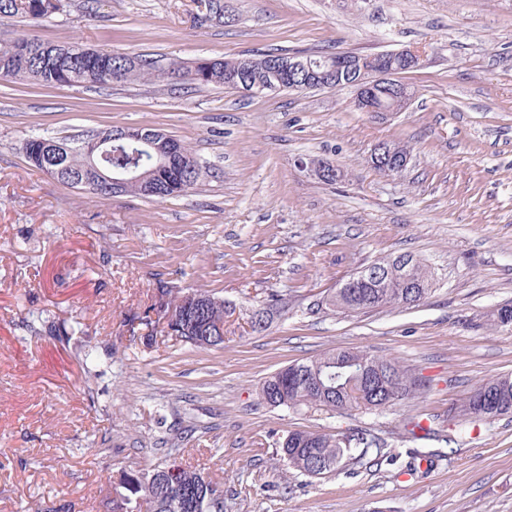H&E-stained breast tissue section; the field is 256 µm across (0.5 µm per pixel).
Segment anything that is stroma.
I'll use <instances>...</instances> for the list:
<instances>
[{
    "mask_svg": "<svg viewBox=\"0 0 512 512\" xmlns=\"http://www.w3.org/2000/svg\"><path fill=\"white\" fill-rule=\"evenodd\" d=\"M219 3L214 14L208 0H60L34 27L0 22V41L27 29L163 64L417 47L423 62L403 76L416 97L381 114L356 110L350 87L0 79V512H105L111 477L174 458L223 482L224 512H512V413L468 435L453 419L473 387L512 373V330L487 323L512 304V0ZM111 127L188 144L196 188L104 199L25 156L28 139ZM381 141L407 147L400 176L372 168ZM311 158L343 178L312 176ZM404 253L435 275L422 302L330 305L342 279ZM161 282L224 298L223 346L131 334ZM266 305L267 329L252 331ZM336 348L397 360L426 387L347 413L260 402L264 377ZM412 419L432 434H406ZM296 429L376 445L310 477L276 454Z\"/></svg>",
    "mask_w": 512,
    "mask_h": 512,
    "instance_id": "stroma-1",
    "label": "stroma"
}]
</instances>
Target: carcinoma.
I'll list each match as a JSON object with an SVG mask.
<instances>
[{
    "mask_svg": "<svg viewBox=\"0 0 512 512\" xmlns=\"http://www.w3.org/2000/svg\"><path fill=\"white\" fill-rule=\"evenodd\" d=\"M59 0H0V21L21 18L35 25L58 9ZM15 41L28 43L27 53L12 55L11 43H0V58L8 69L6 77L34 81L42 86H94L112 83L119 74L121 83L161 82L176 74L189 77L199 85L234 86V77L244 65L250 69L254 84L270 79V63L278 56L260 53L247 58L199 59L187 65H157L150 58H132L103 50L47 44L29 33H21ZM50 141L67 147L60 156V172L56 179L101 198L112 197V191L79 183L89 165L81 146L66 138ZM43 139L27 140L24 150L28 162L44 170ZM169 170L156 168L159 149L152 144L131 139L111 143L108 152L95 158L106 170L126 173L134 170L143 182H132L126 195L164 200L187 193L197 185L200 172L190 148L178 146ZM373 262L380 269V279L362 281L353 276L343 281L332 296L331 305L341 313H367L380 308L415 306L430 292L433 274L428 266L411 254ZM157 291L167 296V304L176 317L174 333L180 341L196 349H211L224 344L212 341L204 330L224 322L227 308L224 300L206 291L172 290L160 285ZM491 325L512 327V305L498 307L489 318ZM423 386L422 379L393 359L373 355L365 350H328L302 363L289 364L259 385V399L273 407L316 408L343 412L357 408L383 409L398 401L411 399ZM512 412V373L500 374L475 386L461 409V426L487 422ZM371 446L357 434L290 431L280 443V457L288 467L310 477H318L336 469L352 446ZM146 504L148 512H224L223 483L203 471L181 461H169L147 468H129L121 472L107 512H129L136 499Z\"/></svg>",
    "mask_w": 512,
    "mask_h": 512,
    "instance_id": "1",
    "label": "carcinoma"
}]
</instances>
